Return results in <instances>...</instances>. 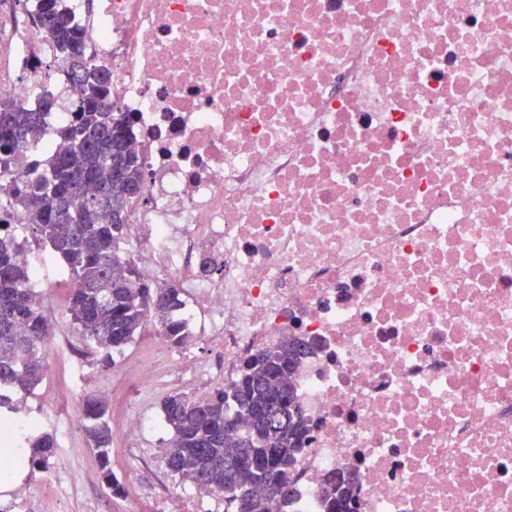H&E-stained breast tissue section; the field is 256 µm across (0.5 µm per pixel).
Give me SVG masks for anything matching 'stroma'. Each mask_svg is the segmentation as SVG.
Returning <instances> with one entry per match:
<instances>
[{
	"mask_svg": "<svg viewBox=\"0 0 512 512\" xmlns=\"http://www.w3.org/2000/svg\"><path fill=\"white\" fill-rule=\"evenodd\" d=\"M45 274L43 305L60 336L49 350L42 383L33 393L17 394L16 401L41 415L43 430L52 433L58 420L79 416L84 395L104 394L109 400V424L116 432L109 466L125 494L113 496L106 487L97 454L77 427L55 449L49 470L22 468L0 481V512H224L222 496L197 489L190 497L181 496V482L167 471L162 458L167 431L144 433L133 446L117 435L128 412L160 417L166 396L204 397L209 393L206 383L188 379L173 357L172 346L150 328L114 354L110 367L98 365L66 315L71 285L60 262L49 265ZM146 363L151 364L154 379L144 384L140 369ZM22 485L33 489L23 499L16 495Z\"/></svg>",
	"mask_w": 512,
	"mask_h": 512,
	"instance_id": "stroma-1",
	"label": "stroma"
}]
</instances>
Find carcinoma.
<instances>
[{"label": "carcinoma", "mask_w": 512, "mask_h": 512, "mask_svg": "<svg viewBox=\"0 0 512 512\" xmlns=\"http://www.w3.org/2000/svg\"><path fill=\"white\" fill-rule=\"evenodd\" d=\"M32 17L49 35L54 58L68 63L77 98L59 132L63 147L32 159L26 180L0 187V419L13 409L16 393L31 392L45 378L51 336L42 302L27 288L33 274L19 260L24 248L11 227L16 214L71 277L67 315L85 344L102 354V366L149 325L173 347L189 338L178 316L180 290L142 280L119 253L129 189L144 185L142 162L130 147L129 113L112 107L109 74L82 56L84 34L62 0H38ZM49 105L25 109L0 100L1 175L10 172L21 147L38 142ZM313 350L303 337L290 336L252 355L234 381L206 398L166 397L161 413L170 438L162 455L168 472L224 495V512H274L287 503L294 460L309 432L288 376ZM107 413L106 397H84L81 426L104 467L112 447ZM24 447L25 453L4 452L22 467L45 470L56 440L37 431L25 436ZM353 483L351 475L326 478L328 512H350Z\"/></svg>", "instance_id": "1"}]
</instances>
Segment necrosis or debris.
<instances>
[{
  "mask_svg": "<svg viewBox=\"0 0 512 512\" xmlns=\"http://www.w3.org/2000/svg\"><path fill=\"white\" fill-rule=\"evenodd\" d=\"M129 113L128 245L224 378L290 336L310 431L283 512H512V0H65ZM17 29L0 99H55ZM354 481L351 474L347 478L341 475H329L326 478L322 494L329 512H352L350 508Z\"/></svg>",
  "mask_w": 512,
  "mask_h": 512,
  "instance_id": "necrosis-or-debris-1",
  "label": "necrosis or debris"
}]
</instances>
